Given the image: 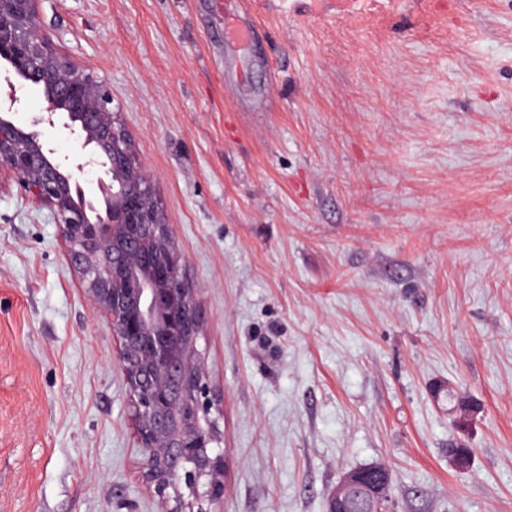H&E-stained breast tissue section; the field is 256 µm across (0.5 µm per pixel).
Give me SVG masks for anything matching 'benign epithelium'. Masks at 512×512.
<instances>
[{
  "instance_id": "obj_1",
  "label": "benign epithelium",
  "mask_w": 512,
  "mask_h": 512,
  "mask_svg": "<svg viewBox=\"0 0 512 512\" xmlns=\"http://www.w3.org/2000/svg\"><path fill=\"white\" fill-rule=\"evenodd\" d=\"M40 0H0V175L60 224L68 258L92 308L120 342L119 367L132 393L144 475L167 512H215L224 498V455L216 404L197 349L202 325L182 257L165 222L151 176L118 118L112 89L85 72L45 32ZM41 89L45 107L22 127L11 114L19 91ZM72 138L59 160L45 138L57 125ZM103 172L100 199L86 198L82 176ZM387 479L347 474L330 498L344 512L351 491L381 501Z\"/></svg>"
}]
</instances>
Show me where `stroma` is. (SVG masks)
<instances>
[{"label":"stroma","mask_w":512,"mask_h":512,"mask_svg":"<svg viewBox=\"0 0 512 512\" xmlns=\"http://www.w3.org/2000/svg\"><path fill=\"white\" fill-rule=\"evenodd\" d=\"M226 3L250 43L215 0L40 3L197 294L220 512H327L372 463L389 512H512V0ZM117 350L0 182V512H160Z\"/></svg>","instance_id":"35a3bbf8"}]
</instances>
